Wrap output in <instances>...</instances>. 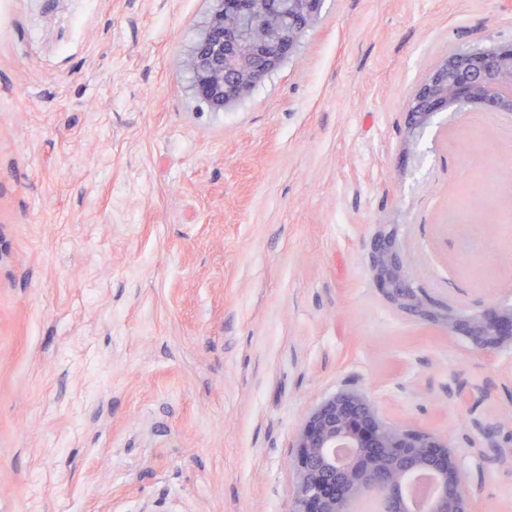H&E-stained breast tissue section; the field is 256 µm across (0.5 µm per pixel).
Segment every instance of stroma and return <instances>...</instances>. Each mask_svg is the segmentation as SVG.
I'll use <instances>...</instances> for the list:
<instances>
[{
    "label": "stroma",
    "mask_w": 512,
    "mask_h": 512,
    "mask_svg": "<svg viewBox=\"0 0 512 512\" xmlns=\"http://www.w3.org/2000/svg\"><path fill=\"white\" fill-rule=\"evenodd\" d=\"M212 0H0V512H289L304 416L344 388L447 439L475 512H512V350L403 316L395 227L437 302L479 290L448 203L463 116L403 114L448 53L512 41V0H323L220 112L184 59Z\"/></svg>",
    "instance_id": "obj_1"
}]
</instances>
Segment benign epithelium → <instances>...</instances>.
<instances>
[{
	"label": "benign epithelium",
	"instance_id": "obj_1",
	"mask_svg": "<svg viewBox=\"0 0 512 512\" xmlns=\"http://www.w3.org/2000/svg\"><path fill=\"white\" fill-rule=\"evenodd\" d=\"M203 34L184 60L194 95L223 110L293 56L317 22L322 0H213ZM512 113V41L451 52L416 85L404 118L412 144L441 112ZM369 271L397 311L438 324L492 358L512 348V304L478 299L472 307L436 306L415 286L419 263L406 256L395 232L370 241ZM291 465L296 489L290 512H350L369 493L382 495L379 512H406L403 484L417 469L435 472L439 490L425 512H473L461 461L448 442L414 426L390 422L363 390L341 389L306 414Z\"/></svg>",
	"mask_w": 512,
	"mask_h": 512
}]
</instances>
